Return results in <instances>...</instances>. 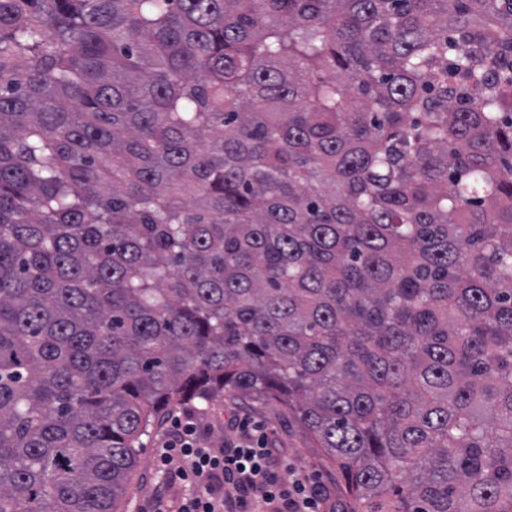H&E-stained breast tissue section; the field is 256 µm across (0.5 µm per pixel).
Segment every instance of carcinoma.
I'll return each instance as SVG.
<instances>
[{
  "mask_svg": "<svg viewBox=\"0 0 512 512\" xmlns=\"http://www.w3.org/2000/svg\"><path fill=\"white\" fill-rule=\"evenodd\" d=\"M224 394L512 512V0H0V512Z\"/></svg>",
  "mask_w": 512,
  "mask_h": 512,
  "instance_id": "cac0c4a2",
  "label": "carcinoma"
}]
</instances>
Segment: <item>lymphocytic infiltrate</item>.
Instances as JSON below:
<instances>
[{
    "mask_svg": "<svg viewBox=\"0 0 512 512\" xmlns=\"http://www.w3.org/2000/svg\"><path fill=\"white\" fill-rule=\"evenodd\" d=\"M171 426L156 460L187 489L176 512H324L318 472L282 462L261 422L231 419L240 437L218 449L205 445L193 412L172 415Z\"/></svg>",
    "mask_w": 512,
    "mask_h": 512,
    "instance_id": "obj_1",
    "label": "lymphocytic infiltrate"
}]
</instances>
